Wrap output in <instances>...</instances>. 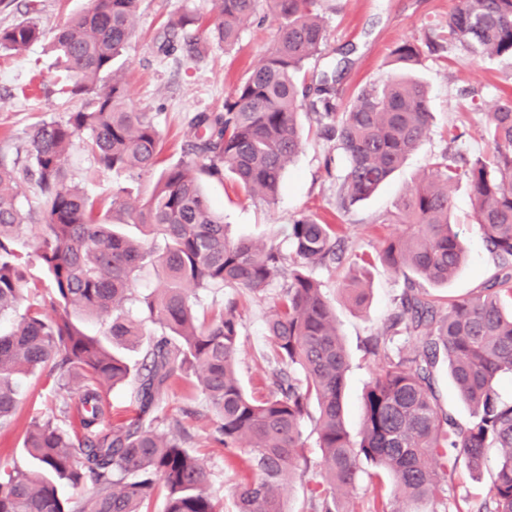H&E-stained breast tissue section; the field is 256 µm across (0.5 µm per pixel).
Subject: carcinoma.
Masks as SVG:
<instances>
[{
  "label": "carcinoma",
  "mask_w": 512,
  "mask_h": 512,
  "mask_svg": "<svg viewBox=\"0 0 512 512\" xmlns=\"http://www.w3.org/2000/svg\"><path fill=\"white\" fill-rule=\"evenodd\" d=\"M141 0H93L52 35L32 16L0 28V56L50 39L64 79L58 93L80 101L63 118L43 119L25 133L24 157L0 155V428L12 423L25 394V380L37 373L77 384L84 440L52 418L33 419L23 451L35 465L0 462V512H148L154 492L164 512H217L209 493V473L180 435L158 431L153 408L176 377L194 378L217 418L219 441L244 456L249 475L236 493L237 512H286L280 487L300 468L302 425L316 405L314 430L321 451L320 471L309 482L315 512H341L340 497L356 487L362 464L375 476L392 479L401 508L433 494L464 462L479 470L495 448L500 463L492 486L493 508L512 512V401L500 398L496 377L512 373V272L457 299L434 298L422 283L448 284L464 249L450 222L448 187L470 182L476 223L488 250L512 263V98L487 113L491 158L467 159L445 152L403 197L383 223L396 226L381 243L377 259L404 277V290L389 331L419 341L410 356L371 344L376 358L363 398L360 437L344 425L342 389L349 368L336 316L322 285L308 268L342 262L340 226L313 216L289 225L292 254L273 244L232 239L211 207L201 181L232 174L250 194L273 203L283 174L302 147L299 116L316 114L322 134L336 142L348 161L338 191L339 208L369 198L402 165L426 136L430 98L421 82L403 74L379 87L359 89L353 104L338 111L336 71L305 85L300 73L321 56L327 32L319 0H215L211 25L184 12L172 28L186 34L189 56L215 41L228 50L242 29L266 9L277 23L263 62L249 71L224 99L221 112H199L189 121L191 158L155 173L161 139L154 116L131 109L127 81L118 58L129 46ZM479 57L512 58V0H463L448 13L442 32L424 44L405 41L391 52L401 70L424 51L443 44ZM79 147L98 169L139 176L157 174L147 193L128 199L112 192L108 210L139 225L145 239L125 235L102 217L103 206L78 187L70 156ZM34 185L36 206L16 204V189ZM30 239L32 252L21 250ZM46 270L49 299L19 310L30 256ZM156 268L161 286L134 297L137 274ZM283 280L266 320L270 392L247 394L238 378L242 317L235 300L210 318L197 316L192 298L220 286L262 294ZM366 284L345 285L358 306ZM108 317L99 332L84 329L90 317ZM168 330L147 338L146 326ZM148 339L142 370L131 372L114 351ZM463 401L471 408L466 425L438 405L433 388L440 360ZM135 388V418L102 429V390ZM89 477L94 494L60 498L58 483L80 484Z\"/></svg>",
  "instance_id": "obj_1"
}]
</instances>
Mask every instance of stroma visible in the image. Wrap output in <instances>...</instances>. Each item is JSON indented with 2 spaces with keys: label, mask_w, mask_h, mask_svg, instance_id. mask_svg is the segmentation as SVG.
<instances>
[{
  "label": "stroma",
  "mask_w": 512,
  "mask_h": 512,
  "mask_svg": "<svg viewBox=\"0 0 512 512\" xmlns=\"http://www.w3.org/2000/svg\"><path fill=\"white\" fill-rule=\"evenodd\" d=\"M89 0H0V27L37 15L45 29H53L67 17L84 9ZM462 0H322L320 13L327 29V47L320 58L307 66L308 75H320L342 62L346 70L336 87L340 108L350 107L361 86L381 85L395 72L391 52L403 41L422 42L427 33L444 24L449 11ZM191 10L210 17L213 0H143L134 21L136 38L121 57L131 105L135 111L151 113L158 126L163 165L185 158L192 133L189 119L198 112H218L234 84L258 64L271 47L276 24L273 19L245 29L232 51L208 45L192 58L184 50L166 55L159 45L169 34L168 22ZM414 73L430 91L432 120L428 136L411 153L391 178L367 200L349 210H340L337 191L347 161L334 143L326 140L314 114L303 115L304 144L294 162L286 168L283 187L274 204L249 196L232 176L205 180L203 191L211 205L223 213L232 236H246L257 242L275 243L290 254L288 226L303 215L340 224L347 245L346 260L367 259L363 277L368 298L363 306L349 303L341 290L345 268H312L336 312V325L347 351L350 368L346 376L345 426L358 437L363 420V395L374 364L366 352L368 339L379 338L389 351L409 354L416 339L391 335L388 319L402 292L403 277L373 257L382 239L390 233L382 218L394 211L400 198L415 186L419 175L443 151H460L473 157L489 154L485 132L486 114L504 94H512V58H478L451 49L424 54ZM59 77L54 57L46 43L34 44L15 57H0V151L11 154L21 145L26 130L39 120L60 118L75 109V102L57 92ZM76 180L92 197H107L112 189L124 188L128 197L142 196L147 180L126 174L100 172L83 153H75ZM453 220L466 245L464 264L440 288V295L458 298L470 294L499 272L497 259L488 252L474 219V197L467 180L450 187ZM279 284H271L267 300L242 292L237 296L243 320L242 362L239 377L244 388L257 395L268 393V342L264 322L268 299ZM28 393L16 417L0 429V459L18 465L29 460L20 448L32 418H54L68 425L63 409L78 401L74 388L60 386L55 377L42 373L27 382ZM160 431L184 435L187 445L205 464L210 491L220 512H236L235 487L240 473L217 442L216 419L192 380L178 379L155 409ZM497 454L489 452L485 465L474 472L458 464L451 485L440 486L435 495L417 504V512H478L490 498L497 471ZM346 512H396L394 496L380 497L377 478L362 475L345 497Z\"/></svg>",
  "instance_id": "1"
}]
</instances>
